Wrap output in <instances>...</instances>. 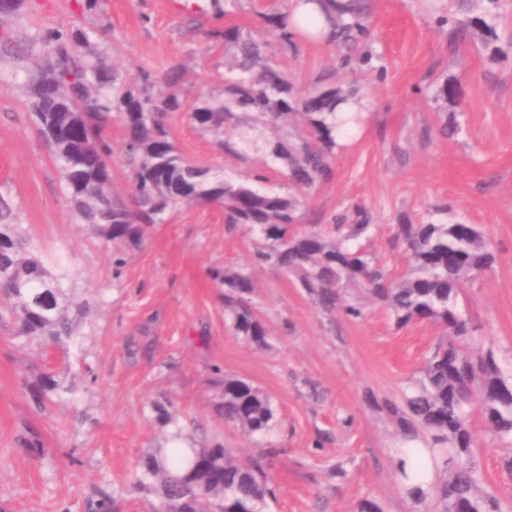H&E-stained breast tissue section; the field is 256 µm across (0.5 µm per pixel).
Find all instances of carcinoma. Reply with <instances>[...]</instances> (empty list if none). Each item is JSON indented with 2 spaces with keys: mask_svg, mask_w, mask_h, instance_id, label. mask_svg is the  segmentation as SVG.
I'll use <instances>...</instances> for the list:
<instances>
[{
  "mask_svg": "<svg viewBox=\"0 0 512 512\" xmlns=\"http://www.w3.org/2000/svg\"><path fill=\"white\" fill-rule=\"evenodd\" d=\"M346 13L329 17L333 43L358 47L370 34L367 0H351ZM283 50L296 47V33L287 12L265 15ZM448 24L450 41L476 37L485 42L494 27L482 17L439 18ZM210 36L224 43V100L189 106L172 88L151 93L156 79L142 72L136 91L78 47L89 40L84 31H50L44 37L45 57L29 76V107L37 127L56 117L68 123L67 142L52 147L66 191L83 223L112 247L113 263L125 262L126 251L140 246L150 228L163 224L177 204L201 203L224 209V221L241 226L258 239L250 263L212 272L224 287V313L231 330L255 348L268 346V328L251 295L258 268L285 271L325 311L342 307L356 320L357 304L339 305L341 292L361 282L368 294L389 309L398 328L431 321L442 336L419 368V378L401 400L385 399L379 408L397 424L402 446L393 463L405 494L417 502L435 492L440 512H508L502 500L484 489V475L474 460L476 432L468 407L474 405L485 427L498 440L512 444V370L502 367L488 348L469 350L472 326L458 309L463 285L496 263L482 232L473 224L436 223L428 218L393 225L392 247L405 255L408 272L396 277L359 244L376 229L368 211L353 209L326 228L303 231L296 194L265 191L266 177L226 179L188 162L175 145L171 120L187 112L200 129L220 137L224 152L238 153L237 142L224 138L238 112H252L273 126L296 121L289 140L266 143L269 156L286 164L288 183L302 191L333 176L336 108L353 97L338 83L302 95L267 43L237 26L214 29ZM123 122L122 151L131 201L105 188L106 163L112 147L105 133L111 113ZM9 207L0 200V322L18 324L17 337L27 344H51L63 353L75 345L68 315L70 273H54L33 249L22 224L9 221ZM212 380L217 412L224 423L247 435L264 436L277 424L272 398L234 375ZM71 388L60 376L45 372L31 389L40 407L65 402ZM162 428L178 425L179 412L164 398L149 403ZM189 447L147 449L125 492L137 495L149 512H268L275 493L270 470L281 449L268 443L256 455L240 459L217 438L197 439L178 431L174 439ZM120 495L96 491L90 512H120Z\"/></svg>",
  "mask_w": 512,
  "mask_h": 512,
  "instance_id": "obj_1",
  "label": "carcinoma"
}]
</instances>
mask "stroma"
Instances as JSON below:
<instances>
[{"mask_svg": "<svg viewBox=\"0 0 512 512\" xmlns=\"http://www.w3.org/2000/svg\"><path fill=\"white\" fill-rule=\"evenodd\" d=\"M24 0L0 13V198L26 225L49 268L64 266L71 307L81 309L78 344L70 355L27 346L12 323L0 325V512H86L92 491H120L141 452L162 436L147 401L174 398L188 428L223 440L241 458L255 455L259 437L225 426L214 411V367L244 378L275 401L272 435L282 450L272 472L270 512H357L362 499L383 512H433L434 499L406 497L392 464L397 428L375 403L400 397L437 343L429 322L396 328L389 311L359 287L347 301L361 318L325 314L287 273H256L252 302L264 317L269 345L256 349L234 336L224 318L212 270L249 262L252 237L228 228L215 205H179L122 267L86 229L62 175L33 123L26 79L46 52L52 29L90 32L83 53L117 69L127 86L142 72L179 74L176 89L193 104L224 95V48L210 30L237 26L259 32L262 13L287 10L289 0ZM449 0H374L367 47L382 71L342 67L334 45L298 40L295 50L270 44L296 85L327 71L360 87V123L336 150L332 180L305 199L301 229L331 223L360 204L376 230L367 250L390 272L408 264L389 246L401 217L477 225L497 254L492 271L465 284L458 297L474 321L472 345L493 348L512 367V0H477L473 14L494 17L489 43L450 44L438 19ZM453 83L455 103L439 94ZM461 131L443 136L446 113ZM175 143L192 163L242 179L265 171L267 189L291 188L282 162L263 150L224 153L187 114L173 118ZM66 369L70 402L38 409L28 389L49 369ZM475 461L488 486L512 505V456L473 417ZM39 437L34 454L23 437Z\"/></svg>", "mask_w": 512, "mask_h": 512, "instance_id": "obj_1", "label": "stroma"}]
</instances>
